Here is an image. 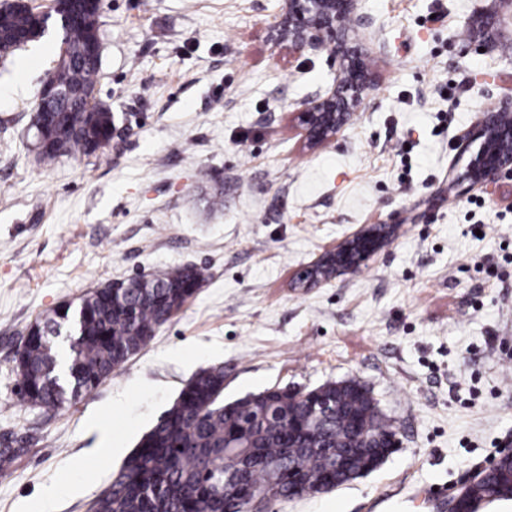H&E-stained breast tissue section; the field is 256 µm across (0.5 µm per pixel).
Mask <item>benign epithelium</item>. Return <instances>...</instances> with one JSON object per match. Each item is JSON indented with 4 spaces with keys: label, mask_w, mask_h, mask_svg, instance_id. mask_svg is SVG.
I'll return each instance as SVG.
<instances>
[{
    "label": "benign epithelium",
    "mask_w": 512,
    "mask_h": 512,
    "mask_svg": "<svg viewBox=\"0 0 512 512\" xmlns=\"http://www.w3.org/2000/svg\"><path fill=\"white\" fill-rule=\"evenodd\" d=\"M356 3L357 0H288L278 22L277 31L288 33L298 47L329 48L342 72V78L326 96L314 98L302 107L301 120L311 146L332 140L361 106L372 85V76L361 68L358 48L348 35L337 36V32L344 31V22ZM506 137H512L511 125H502L493 115L482 118L476 135L482 143L467 172L468 179L490 184L512 175V154L504 156L494 149V143ZM395 229L394 224H376L353 234L301 272L298 279L310 288L337 276L358 273Z\"/></svg>",
    "instance_id": "benign-epithelium-1"
}]
</instances>
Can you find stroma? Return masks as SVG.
Instances as JSON below:
<instances>
[{
    "mask_svg": "<svg viewBox=\"0 0 512 512\" xmlns=\"http://www.w3.org/2000/svg\"><path fill=\"white\" fill-rule=\"evenodd\" d=\"M285 6L103 0L95 89L117 132L51 167L30 127L59 44L0 55V437L27 448L0 475V512H90L212 366L228 401L360 381L397 431L377 470L267 512H420L417 490L455 491L512 446V177L464 178L480 120L512 102V0H359L349 35L375 85L317 147L298 114L341 73L327 49L277 35ZM375 224L398 230L360 273L293 287ZM184 265L201 288L111 378L57 412L21 399L31 323Z\"/></svg>",
    "mask_w": 512,
    "mask_h": 512,
    "instance_id": "stroma-1",
    "label": "stroma"
}]
</instances>
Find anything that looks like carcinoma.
<instances>
[{"label":"carcinoma","instance_id":"carcinoma-1","mask_svg":"<svg viewBox=\"0 0 512 512\" xmlns=\"http://www.w3.org/2000/svg\"><path fill=\"white\" fill-rule=\"evenodd\" d=\"M33 8L6 4L0 10V52L28 44ZM101 10L78 5L72 24L60 29L53 73L75 95L45 102L56 117L49 137L54 146L38 153L45 165L61 157L96 154L114 125L111 108L92 97L101 64ZM201 271L190 266L171 268L159 277L142 276L112 291L107 284L67 304L48 320L28 328L29 340L15 355V366L26 387L24 401L50 411L64 409L92 392L112 371L145 347L157 329L176 314L201 287ZM66 328V376L46 329ZM224 369L198 372L137 448L120 474L93 501V512H240L255 494L271 490L277 498L317 493L328 484L348 479L336 473L332 453L352 445L356 423L370 428L371 448L353 460L352 467L375 468L378 456H388V437L395 427L374 411L373 398L357 380L327 382L314 395L332 404L318 431H300L309 419L298 391L267 388L224 402ZM246 447L243 456L227 455ZM26 452L23 440H0V474ZM235 480L224 481V470ZM478 504L512 498V467L487 471L473 488Z\"/></svg>","mask_w":512,"mask_h":512}]
</instances>
